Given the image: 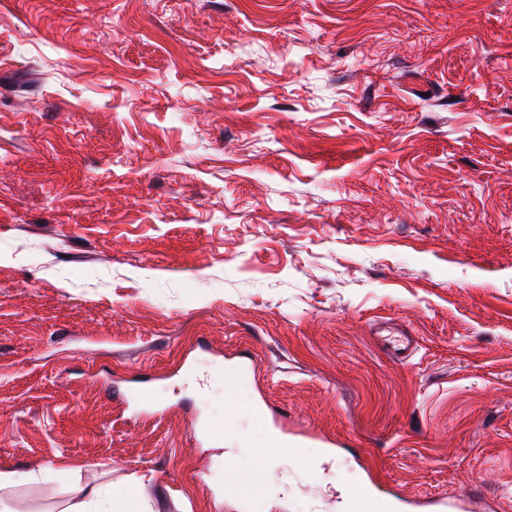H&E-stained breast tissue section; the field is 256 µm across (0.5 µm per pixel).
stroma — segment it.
Here are the masks:
<instances>
[{
  "label": "stroma",
  "mask_w": 512,
  "mask_h": 512,
  "mask_svg": "<svg viewBox=\"0 0 512 512\" xmlns=\"http://www.w3.org/2000/svg\"><path fill=\"white\" fill-rule=\"evenodd\" d=\"M2 467L14 512H512V0H0ZM376 330L377 335L382 338L384 343L390 350H392L396 357L412 349L411 340H409L408 337L405 338V341L401 339V336H406V334L402 332H394L392 327L385 325L384 323L378 324ZM122 512L112 506L111 486H76L61 512ZM380 489L375 485H361L357 489L340 501L338 512H363L368 510L369 505L373 501Z\"/></svg>",
  "instance_id": "stroma-1"
}]
</instances>
